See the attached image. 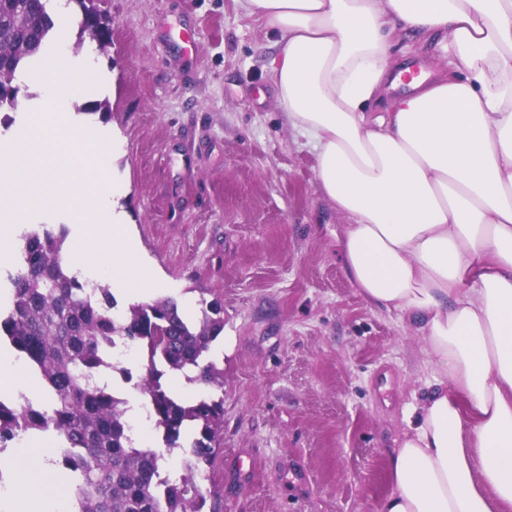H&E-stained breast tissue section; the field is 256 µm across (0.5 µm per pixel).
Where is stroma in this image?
<instances>
[{
  "mask_svg": "<svg viewBox=\"0 0 512 512\" xmlns=\"http://www.w3.org/2000/svg\"><path fill=\"white\" fill-rule=\"evenodd\" d=\"M112 44L80 120L112 138L105 182L122 188L156 295L219 299L209 358L224 371V440L203 488L218 512H382L388 460L432 379L399 313L367 306L338 259L346 219L317 190L313 149L276 100L277 35L233 0H97ZM195 32L186 47L176 33ZM393 60L448 66L439 38L392 42ZM0 207L34 228L49 214L24 166Z\"/></svg>",
  "mask_w": 512,
  "mask_h": 512,
  "instance_id": "stroma-1",
  "label": "stroma"
}]
</instances>
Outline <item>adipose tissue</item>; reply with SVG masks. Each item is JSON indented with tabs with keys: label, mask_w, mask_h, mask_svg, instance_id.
Wrapping results in <instances>:
<instances>
[{
	"label": "adipose tissue",
	"mask_w": 512,
	"mask_h": 512,
	"mask_svg": "<svg viewBox=\"0 0 512 512\" xmlns=\"http://www.w3.org/2000/svg\"><path fill=\"white\" fill-rule=\"evenodd\" d=\"M235 3L277 33L276 98L349 219L351 285L415 327L434 370L383 512H512V0ZM432 33L452 70L385 98L401 83L391 36ZM51 454L40 440L0 455L11 512H66Z\"/></svg>",
	"instance_id": "1"
}]
</instances>
